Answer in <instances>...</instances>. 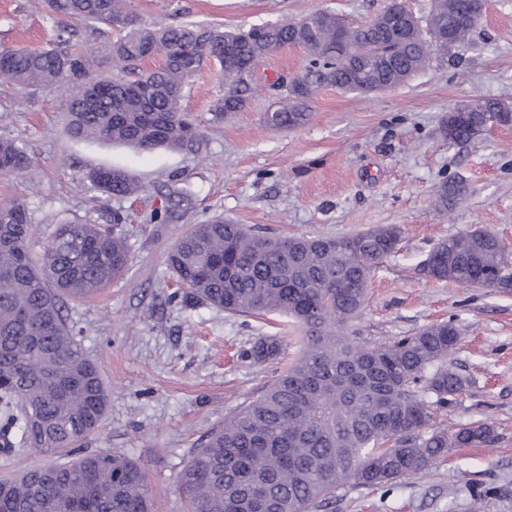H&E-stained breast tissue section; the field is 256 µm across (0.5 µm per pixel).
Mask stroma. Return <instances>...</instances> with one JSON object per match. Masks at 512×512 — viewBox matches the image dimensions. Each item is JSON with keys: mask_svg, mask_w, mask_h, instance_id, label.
I'll list each match as a JSON object with an SVG mask.
<instances>
[{"mask_svg": "<svg viewBox=\"0 0 512 512\" xmlns=\"http://www.w3.org/2000/svg\"><path fill=\"white\" fill-rule=\"evenodd\" d=\"M382 0H128L146 26L187 22L227 29L336 13L349 24L371 21ZM56 26L41 0H0V49L51 47ZM465 63L435 57L407 83L369 96L336 88L317 92L305 125L270 129L264 117L282 106L273 84L300 73L306 52L272 53L257 70L259 91L240 112L216 122L210 106L224 93L219 66L192 77L182 107L202 127L206 157L164 148L138 151L70 138L56 87L0 85V139L22 143L31 166L0 174V201L30 207L40 254L55 223L120 211L111 225L125 237V275L95 297L68 302L64 316L98 365L110 402L86 451L107 450L143 464L154 512H185L177 478L195 448L226 416L248 403L299 352L293 319L188 307L170 295L179 285L168 248L191 224L221 216L273 237L344 236L378 224L403 230L401 249L372 275L356 325L370 345L392 342L434 322L453 320L461 339L448 363L472 381L437 422L449 430L493 425L488 448H452L435 465L385 488H344L320 512H512V294L462 288L426 277L421 263L442 239L475 228L512 250V126L458 145L445 139L449 109L478 98L512 103V0H488ZM126 171L141 186L117 199L90 192L93 168ZM443 180L464 185L449 215L433 205ZM172 220L148 223L152 210ZM284 340L278 360L257 365L244 353L258 339ZM0 445V478L54 462L29 449L19 431Z\"/></svg>", "mask_w": 512, "mask_h": 512, "instance_id": "stroma-1", "label": "stroma"}]
</instances>
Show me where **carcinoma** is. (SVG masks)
I'll return each mask as SVG.
<instances>
[{"mask_svg":"<svg viewBox=\"0 0 512 512\" xmlns=\"http://www.w3.org/2000/svg\"><path fill=\"white\" fill-rule=\"evenodd\" d=\"M46 4L51 18L81 26L60 27L57 48L1 49L0 80L26 89L56 85L73 138L194 155L205 137L182 99L187 80L212 63L224 76V95L211 109L222 120L247 106L265 58L284 46L303 47L307 65L276 81L288 104L267 121L290 130L305 123L320 89L368 95L398 87L476 29L467 18L470 0H435L423 20L434 39L401 22V0H386L376 14L383 32L344 28L335 14L321 11L302 21L224 31L197 23L143 27L126 11L127 0ZM93 23L126 33L89 52L71 50L83 41L82 27ZM159 54L158 67L140 69ZM98 56L125 76L95 74ZM494 124L512 125V105L484 98L465 112L448 111L441 132L467 143ZM29 163L21 143L0 139V174L22 173ZM88 179L90 190L113 198L138 191L120 169L96 168ZM462 189L439 183L438 209L448 211ZM33 230L27 204L0 202V408L9 415L21 406L26 443L56 454L97 430L108 405L99 368L67 324L63 304L98 294L124 274L130 255L126 240L103 229L98 217L57 223L39 259L30 249ZM400 242L394 224L336 238H273L216 216L192 225L170 248L167 265L185 286L170 299L239 315L282 314L303 331L300 356L210 432L179 473L187 512H249L257 489L265 512H315L347 485L384 487L428 469L450 448L494 443V429L485 423L453 432L435 425L436 415L469 385L448 366L460 341L453 321L380 346L355 336L370 277ZM422 271L464 288L512 292V252L488 230L439 241ZM281 350L279 338H261L245 357L260 365ZM0 512H152V495L139 463L99 451L1 479Z\"/></svg>","mask_w":512,"mask_h":512,"instance_id":"carcinoma-1","label":"carcinoma"}]
</instances>
